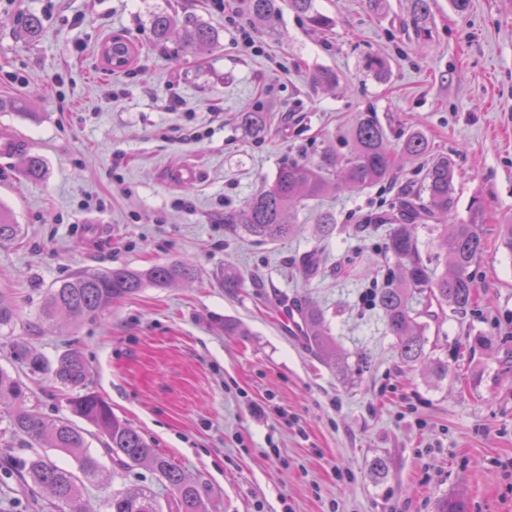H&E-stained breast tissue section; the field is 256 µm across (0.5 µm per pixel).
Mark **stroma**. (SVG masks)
Here are the masks:
<instances>
[{"instance_id": "stroma-1", "label": "stroma", "mask_w": 512, "mask_h": 512, "mask_svg": "<svg viewBox=\"0 0 512 512\" xmlns=\"http://www.w3.org/2000/svg\"><path fill=\"white\" fill-rule=\"evenodd\" d=\"M314 5L333 25L314 30L284 9L273 32H258L255 55L208 0H0V137L25 145L0 157V205L21 226L19 240L0 245V292L15 311L0 328V367L14 368L20 344L50 363L78 348L91 388L213 491L214 512H434L454 494L466 512H512V255L499 246L500 226L512 224V0H470L463 15L452 0H430L426 41L409 0ZM159 12L209 25L218 47L157 40ZM30 13L43 20L34 41L20 27ZM116 34L136 47L121 71L99 52ZM373 57L388 61L386 79L368 69ZM321 68L338 87L313 89ZM259 104L271 121L254 139L239 115ZM366 111L391 138L421 132L454 160L453 220L468 218L473 199L483 205L475 304L445 311L428 333L450 368L442 380L398 357L373 299L387 227L365 221L421 180V162L404 163L390 186L310 202L288 239L224 229L225 213L282 162L328 144L347 153ZM30 154L43 161L36 180L23 174ZM326 211L337 229L324 239L315 224ZM312 250L324 270L309 281L300 261ZM172 261L193 263L197 278L76 323L40 317L47 289L77 271ZM227 267L243 288L224 290ZM304 297L324 310L350 380L310 353L290 310ZM228 319L239 335L225 334ZM30 455L19 445L0 454V512H36L17 479ZM378 456L390 462L383 479L370 471ZM103 465L90 512L131 485L170 495L148 469Z\"/></svg>"}]
</instances>
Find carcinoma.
Instances as JSON below:
<instances>
[{
	"instance_id": "carcinoma-1",
	"label": "carcinoma",
	"mask_w": 512,
	"mask_h": 512,
	"mask_svg": "<svg viewBox=\"0 0 512 512\" xmlns=\"http://www.w3.org/2000/svg\"><path fill=\"white\" fill-rule=\"evenodd\" d=\"M410 2L414 31L418 38L425 40L431 35L430 0ZM288 7L305 16L314 27L332 23L330 17L314 8V0H288ZM280 11L279 0H248L250 19L263 29H274ZM175 29L190 49L218 42L212 27L191 16L181 20L167 14L154 16L157 40H165ZM109 46L112 60L119 61L118 67H126L134 53L132 43L114 36ZM240 125L246 133L259 138L267 132L268 113L260 109L243 112ZM349 142L350 150L344 156L327 148L315 160H290L281 164L271 183L262 185L239 210L224 215V229L266 242L286 239L297 230L291 217L306 202L331 191L360 192L387 184L394 179L402 162L428 158L419 188L397 195L388 212L375 217L376 223L390 225L384 244L386 280L376 293L375 302L383 313L389 334L396 340L400 360L412 368L428 359L429 321L437 318L432 307L441 311L446 307L465 311L473 304L476 283L471 268L484 252L482 206L479 201H473L467 220L448 225V214L456 204L453 162L445 155H431L429 142L419 131L403 134L395 150L389 146L382 124L374 115L363 112L350 128ZM419 224L440 230L439 246L447 259L441 273L422 255L415 234ZM20 233V225L0 205V243L15 241ZM301 268L306 279L318 277L319 255L306 253ZM196 275V267L185 262L148 268L120 265L106 270H81L47 290L41 316L48 320L65 316L80 321L98 314L116 300L140 293L146 286L167 288L192 280ZM292 309L300 319L302 335L311 353L327 367L346 374L350 365L338 352L324 312L306 298L293 301ZM15 356L30 374H49L58 388L67 392L70 411L96 429L115 468L126 472L148 466L158 482L172 492L164 507L155 492L137 486L124 487L112 492L106 502L108 512H209L206 487L187 479L170 458L153 448L135 427L112 411L99 392L89 387L90 370L79 350H66L53 367L27 346L16 348ZM0 402L10 404L4 433L21 438L26 447L34 449L21 475V484L48 493L55 512H88L83 490L99 478L101 463L88 449L85 430L66 418L43 417L36 407L29 405L28 387L1 368ZM40 448L69 454L76 462V470L57 465L48 455L38 452Z\"/></svg>"
}]
</instances>
